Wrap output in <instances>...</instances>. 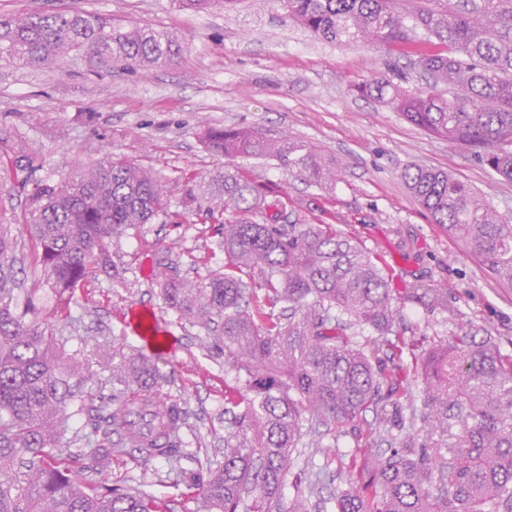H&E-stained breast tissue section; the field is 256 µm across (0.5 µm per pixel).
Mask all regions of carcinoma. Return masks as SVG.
Masks as SVG:
<instances>
[{"label": "carcinoma", "instance_id": "obj_1", "mask_svg": "<svg viewBox=\"0 0 512 512\" xmlns=\"http://www.w3.org/2000/svg\"><path fill=\"white\" fill-rule=\"evenodd\" d=\"M285 0L288 16L328 41L431 46L404 53L449 96L423 93L385 76L357 92L391 105L410 123L458 143L502 178L512 180V0ZM183 49L174 34L150 26L64 9L18 18L0 13V61L88 74L116 67L149 69ZM203 139L227 158L266 157L323 186L336 164L301 141L273 140L250 127H208ZM35 155L17 157L26 193L19 224H0V512H165L141 489L72 475L89 460L93 473L125 455L178 468L195 490L196 512H312L310 499L285 502L294 454L310 448L328 475L340 460L359 470L357 488L323 504L335 512H512V355L491 338L465 330L430 354L422 403L404 358L403 311L389 288L385 258L332 224H275L258 185L233 167L203 195L187 188L173 207L152 171L106 157L65 175L43 178ZM400 180L433 223L461 239L470 256L512 285V224L482 196L437 169L407 166ZM208 202L221 224L224 269L207 282L182 277L169 251H154L164 303L224 351L235 385L224 461L180 469L189 414L164 392L163 353L132 357L107 351L112 395L84 394L85 368L66 356L55 311L37 291L15 294L18 239L35 241L37 259L60 296L114 267L112 240L158 221L184 223L186 210ZM376 336L361 340L358 329ZM390 355L380 356L384 350ZM376 427L349 456L339 447L346 427L366 412ZM83 432L67 437L70 418ZM377 443L381 453L369 451ZM79 442L82 448L72 451Z\"/></svg>", "mask_w": 512, "mask_h": 512}]
</instances>
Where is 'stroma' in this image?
I'll use <instances>...</instances> for the list:
<instances>
[{
    "mask_svg": "<svg viewBox=\"0 0 512 512\" xmlns=\"http://www.w3.org/2000/svg\"><path fill=\"white\" fill-rule=\"evenodd\" d=\"M67 8L172 32L184 48L160 67L102 76L0 62V224L10 223L24 205L11 167L22 151L45 158L46 171L58 176L110 155L123 157L161 176L175 204L185 177L208 178L231 163L259 185L266 204H279V223L332 224L385 256L416 354L447 340L460 324L487 332L512 352V287L434 224L396 173L411 164L448 171L511 224L512 182L464 147L356 93V84L386 74L388 62L400 60V47L323 40L289 19L280 0H238L200 12L179 0H0V13L20 17ZM209 126H248L271 139L304 141L335 163L339 177L335 186L320 187L274 160L214 155L202 141ZM219 242L202 207L181 224L142 225L112 242L117 277L99 276L61 300L42 279L31 241L19 247L26 286H37L47 305L63 304L73 318L63 326L67 351L88 366L92 395L112 391V372L98 363L102 350L129 354L143 345L130 325L132 310L149 311L171 332L173 343L159 367L169 377L166 392L190 415L183 462L189 469L198 458L222 459L232 429L224 388L234 373L223 353L206 348L198 328L164 305L153 251L170 249L183 275L201 281L224 264ZM428 288L446 294L447 309L409 301L410 291ZM308 460L307 454L296 456L284 498L310 493L328 499L348 489L351 477L337 463L329 477L309 487ZM169 469L162 459L144 467L124 457L98 478L145 489L166 501L169 512H193V491L174 486Z\"/></svg>",
    "mask_w": 512,
    "mask_h": 512,
    "instance_id": "1",
    "label": "stroma"
}]
</instances>
